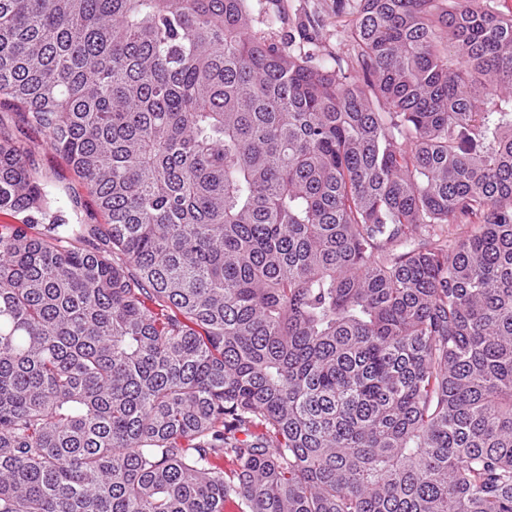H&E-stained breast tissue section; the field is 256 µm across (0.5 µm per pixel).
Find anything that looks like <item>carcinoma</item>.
<instances>
[{
	"instance_id": "1",
	"label": "carcinoma",
	"mask_w": 512,
	"mask_h": 512,
	"mask_svg": "<svg viewBox=\"0 0 512 512\" xmlns=\"http://www.w3.org/2000/svg\"><path fill=\"white\" fill-rule=\"evenodd\" d=\"M349 6L0 0V512H512V12ZM247 6L253 29L277 43L303 42L304 37L318 40L324 46L320 62L328 70L336 68V55L348 56L345 38L354 15L336 9V0H248ZM4 126L13 130L16 137L32 150L35 166L45 176L46 190L51 200V215L58 216L64 224H103L104 217L93 196L89 195L82 181L74 174L66 159L53 150L35 131L24 128L20 134L16 116L10 111H0ZM80 196L81 205L74 210L71 198Z\"/></svg>"
}]
</instances>
